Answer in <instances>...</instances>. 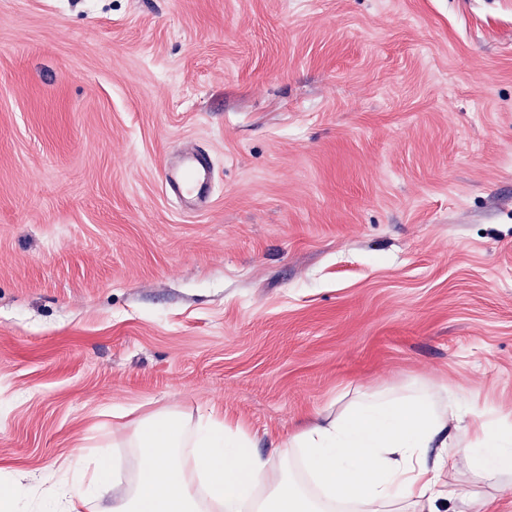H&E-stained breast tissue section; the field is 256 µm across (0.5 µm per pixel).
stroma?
I'll return each instance as SVG.
<instances>
[{
  "label": "stroma",
  "mask_w": 512,
  "mask_h": 512,
  "mask_svg": "<svg viewBox=\"0 0 512 512\" xmlns=\"http://www.w3.org/2000/svg\"><path fill=\"white\" fill-rule=\"evenodd\" d=\"M360 385L512 418V0H0L14 512L102 408L266 456ZM183 168L176 177L168 176V183L175 182L179 195L185 200H193L201 196L211 179L210 166L198 155L183 154Z\"/></svg>",
  "instance_id": "1"
}]
</instances>
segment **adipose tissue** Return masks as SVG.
Returning a JSON list of instances; mask_svg holds the SVG:
<instances>
[{
  "instance_id": "1",
  "label": "adipose tissue",
  "mask_w": 512,
  "mask_h": 512,
  "mask_svg": "<svg viewBox=\"0 0 512 512\" xmlns=\"http://www.w3.org/2000/svg\"><path fill=\"white\" fill-rule=\"evenodd\" d=\"M248 444L221 419L157 411L112 439L133 449V476L106 449L88 468L74 454L45 479L40 512H80L107 495L106 512H441L447 499L453 512L477 500L494 512L512 475V423L462 410L444 386H361L336 413L282 435L271 455ZM463 462L487 493L456 484Z\"/></svg>"
}]
</instances>
